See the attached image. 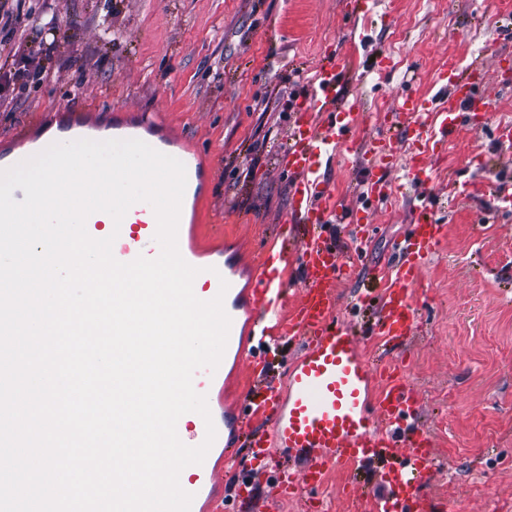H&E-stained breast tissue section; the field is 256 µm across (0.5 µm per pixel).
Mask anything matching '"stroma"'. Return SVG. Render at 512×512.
Here are the masks:
<instances>
[{"mask_svg": "<svg viewBox=\"0 0 512 512\" xmlns=\"http://www.w3.org/2000/svg\"><path fill=\"white\" fill-rule=\"evenodd\" d=\"M58 19L48 34L35 13L13 26L33 43H54L49 75L0 107V143L63 123L68 109L100 110L106 121L151 113L203 155L213 177L196 207L203 254L234 256L243 272L272 243L289 211L291 182L279 167L294 104L308 90L321 52L344 67L345 97L359 96L355 150L339 151L327 181L339 204L364 217V268L396 257L420 207L434 209L440 236L413 287L420 326L401 362L360 334L372 363L406 376L420 401L419 424L434 440L424 491L439 512H512V6L500 0H39ZM394 68L379 78L378 64ZM483 69L488 111L430 145V178L392 170L391 200L360 193L358 152L376 133L405 145L392 121L401 95L442 100L444 65ZM77 90L76 99L67 91ZM492 185L477 194L481 183ZM318 495L331 512H367L347 470L333 468Z\"/></svg>", "mask_w": 512, "mask_h": 512, "instance_id": "obj_1", "label": "stroma"}]
</instances>
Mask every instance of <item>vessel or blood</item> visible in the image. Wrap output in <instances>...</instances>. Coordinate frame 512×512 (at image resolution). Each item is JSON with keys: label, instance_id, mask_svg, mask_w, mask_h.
Masks as SVG:
<instances>
[{"label": "vessel or blood", "instance_id": "b4317fda", "mask_svg": "<svg viewBox=\"0 0 512 512\" xmlns=\"http://www.w3.org/2000/svg\"><path fill=\"white\" fill-rule=\"evenodd\" d=\"M343 69L332 56H325L315 70L309 90L297 102V115L290 140L282 154V169L292 180L293 191L287 223L299 225L296 239L281 236L277 253H265L263 269L250 291H243L232 260L215 258L201 262L193 247H181L184 260L199 270L193 282L195 295L203 301L223 296L224 309L232 320L225 357L241 359L244 339L237 320L244 307H251L265 325L259 345L250 357L254 368H264L276 355L283 338L300 339L301 354L290 366L284 390L273 388L249 391L246 409L212 411L217 431L214 448L225 447L226 432L243 436L258 462H266L271 449L295 452L304 464L290 472L280 464L269 481L277 489L320 488L332 465H356L367 460L381 463V477L387 487L385 497L375 499L374 512H436L437 503L423 485L434 465L430 437L419 428L417 392L405 378L374 383V369L364 356L353 331L333 324L336 289L343 277L355 274L352 256L336 246L329 229L342 222L335 196L324 185L320 170L335 157L338 145L360 112L358 102L341 95ZM480 83L475 78L456 79L438 107L426 99L403 95L395 108L398 123L409 130L406 168L409 176L429 173L423 154L427 142L446 137L457 126L462 113L478 102ZM155 125L143 120L139 129H105L93 123L64 131L61 139L104 141L139 139L155 150L171 154L172 143L155 134ZM368 175L362 184L365 197L388 198L386 173L394 164L390 137L371 138L367 149ZM86 230L95 239L114 237V257L130 262L138 256L156 257L157 221L145 202L131 206L121 223H114L104 212L91 214ZM440 227L424 212L418 213L410 232L398 248V259L391 266L390 284L380 297V310L370 332L385 344L400 346L416 335L419 318L414 305V270L429 257L437 243ZM296 254L300 265V298L293 312H286L284 282L273 264ZM224 384L223 369L195 372V390L213 398ZM270 422L274 436L265 438L246 432V416ZM180 440L200 445L206 436L203 418L187 413L177 422ZM180 485L193 496L190 512H245L258 495L252 473H239L232 498H225L224 484L218 481L210 461L185 467Z\"/></svg>", "mask_w": 512, "mask_h": 512}]
</instances>
